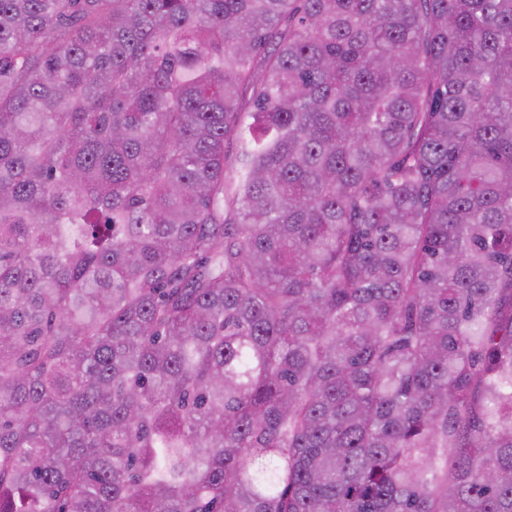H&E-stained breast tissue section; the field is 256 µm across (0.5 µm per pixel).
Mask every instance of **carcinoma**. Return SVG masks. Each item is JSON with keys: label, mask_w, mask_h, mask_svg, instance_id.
<instances>
[{"label": "carcinoma", "mask_w": 512, "mask_h": 512, "mask_svg": "<svg viewBox=\"0 0 512 512\" xmlns=\"http://www.w3.org/2000/svg\"><path fill=\"white\" fill-rule=\"evenodd\" d=\"M0 512H512V0H0Z\"/></svg>", "instance_id": "carcinoma-1"}]
</instances>
